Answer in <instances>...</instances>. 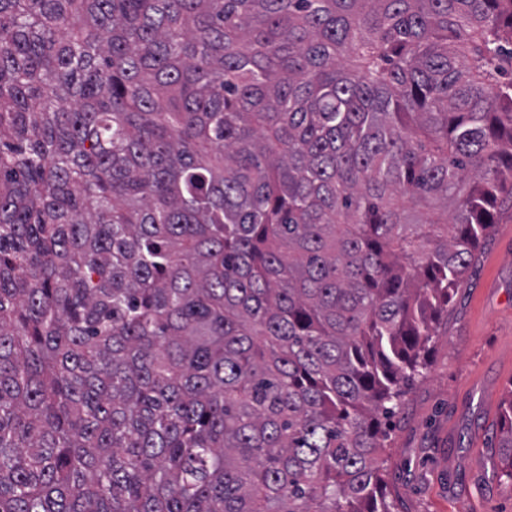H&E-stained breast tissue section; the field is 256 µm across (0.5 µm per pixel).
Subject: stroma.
Wrapping results in <instances>:
<instances>
[{
    "mask_svg": "<svg viewBox=\"0 0 512 512\" xmlns=\"http://www.w3.org/2000/svg\"><path fill=\"white\" fill-rule=\"evenodd\" d=\"M385 442L396 512H512L501 402L512 389V215L483 240Z\"/></svg>",
    "mask_w": 512,
    "mask_h": 512,
    "instance_id": "stroma-1",
    "label": "stroma"
}]
</instances>
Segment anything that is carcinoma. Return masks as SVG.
I'll list each match as a JSON object with an SVG mask.
<instances>
[{
    "label": "carcinoma",
    "instance_id": "carcinoma-1",
    "mask_svg": "<svg viewBox=\"0 0 512 512\" xmlns=\"http://www.w3.org/2000/svg\"><path fill=\"white\" fill-rule=\"evenodd\" d=\"M506 208L512 0H0V512H394Z\"/></svg>",
    "mask_w": 512,
    "mask_h": 512
}]
</instances>
